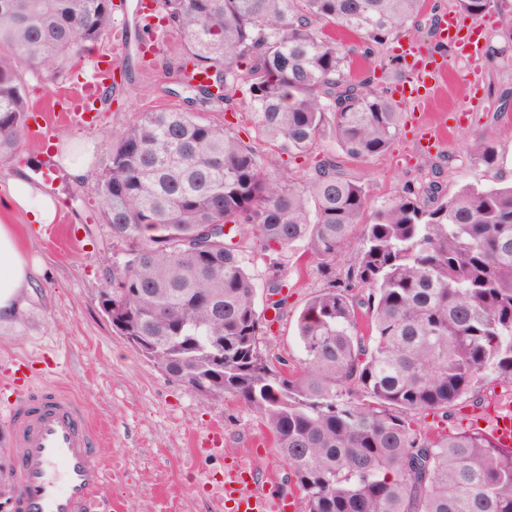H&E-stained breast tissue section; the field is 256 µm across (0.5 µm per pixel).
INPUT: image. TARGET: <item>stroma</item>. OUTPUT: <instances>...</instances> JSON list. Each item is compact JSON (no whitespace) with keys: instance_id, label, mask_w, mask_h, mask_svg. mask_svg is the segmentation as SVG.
Here are the masks:
<instances>
[{"instance_id":"35a3bbf8","label":"stroma","mask_w":512,"mask_h":512,"mask_svg":"<svg viewBox=\"0 0 512 512\" xmlns=\"http://www.w3.org/2000/svg\"><path fill=\"white\" fill-rule=\"evenodd\" d=\"M137 3L122 0L111 28L94 49L114 67L129 65L131 80L121 81L89 122L54 126L0 161V217L15 225L24 253L42 268L26 311L15 321L0 322V405L19 396L21 389L10 375L24 365L33 370V388L60 386L82 401L91 422L103 431L97 453L112 464V482L104 490L101 512H225L216 489L224 463L251 447L259 469L273 477L274 492L296 498V512H305L258 416L232 399L205 400L168 378L113 333L99 304L105 270L122 258L103 221L97 195L98 179L110 162L112 136L138 113L165 104L161 89L173 81L184 54V42L171 27L140 40ZM482 45L494 54L485 57L473 88L463 82L466 58L447 47L440 51L450 62L454 80L425 105L434 122L449 126L435 149H421L424 131L409 101L390 151L366 164H346V172L367 186L372 205L383 204L406 184H420L429 157L450 151L456 160L441 175L448 191L464 183H485L487 174L470 153L476 134L486 129L497 131L500 171L512 179V136L503 133L504 127L512 126V111L504 117L494 115L499 94L512 92V29L494 23L485 29ZM52 145L61 154L87 156L84 178L74 179L58 166L48 189L49 195L64 202L57 221L70 229L75 240L71 247L59 243L53 228L34 227L24 213L5 206L16 165L27 166L30 181L41 184V159ZM307 249V243L300 242L280 255L259 253L246 259L256 283H263L269 265L275 263L292 286L288 306L265 343L271 354L296 365L304 359L298 315L306 300L326 284L316 265H300L298 258Z\"/></svg>"}]
</instances>
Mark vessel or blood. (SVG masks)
Wrapping results in <instances>:
<instances>
[{
	"instance_id": "b4317fda",
	"label": "vessel or blood",
	"mask_w": 512,
	"mask_h": 512,
	"mask_svg": "<svg viewBox=\"0 0 512 512\" xmlns=\"http://www.w3.org/2000/svg\"><path fill=\"white\" fill-rule=\"evenodd\" d=\"M484 26L481 20L462 25L451 13L438 21L449 44L474 67L482 60ZM410 52L418 66L407 89L424 101L437 90L447 68L420 47ZM111 78V69L94 61L75 94L56 96L62 117L76 126L85 122ZM0 422L9 429L15 479L23 488L15 512H97L109 477L94 452L98 432L80 400L58 388H45L0 409ZM268 483L253 462L233 459L224 469V501L231 512H292V499L274 496Z\"/></svg>"
}]
</instances>
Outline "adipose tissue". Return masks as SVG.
Masks as SVG:
<instances>
[{"label": "adipose tissue", "instance_id": "adipose-tissue-1", "mask_svg": "<svg viewBox=\"0 0 512 512\" xmlns=\"http://www.w3.org/2000/svg\"><path fill=\"white\" fill-rule=\"evenodd\" d=\"M7 192L12 207L22 210L32 224H53L63 206L19 174L9 180ZM38 272L21 251L13 227L0 224V320L16 318L25 309Z\"/></svg>", "mask_w": 512, "mask_h": 512}]
</instances>
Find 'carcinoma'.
I'll use <instances>...</instances> for the list:
<instances>
[{"label":"carcinoma","mask_w":512,"mask_h":512,"mask_svg":"<svg viewBox=\"0 0 512 512\" xmlns=\"http://www.w3.org/2000/svg\"><path fill=\"white\" fill-rule=\"evenodd\" d=\"M422 0H156L148 33L168 21L185 44L188 108H159L113 136L97 183L123 259L106 269L112 330L139 339L154 367L208 401L233 397L274 437L306 512H512V447L475 424L499 386L512 406V181L497 178L496 137L472 160L491 183L448 193L431 178L371 209L343 160L368 163L400 131L380 87L378 46L409 32ZM500 0H455L473 21ZM112 0H0V159L28 131L27 76L62 78L102 39ZM368 64L352 73L353 58ZM223 85L213 96L196 73ZM249 99L239 124L198 112ZM335 141L339 154L317 152ZM309 160L289 172L255 142ZM232 225L236 242L225 241ZM328 286L298 318L304 366L270 358L273 321L256 302L244 254L299 242ZM353 248L342 278L334 262ZM266 309L291 285L269 267ZM438 419L437 427L425 422Z\"/></svg>","instance_id":"cac0c4a2"}]
</instances>
